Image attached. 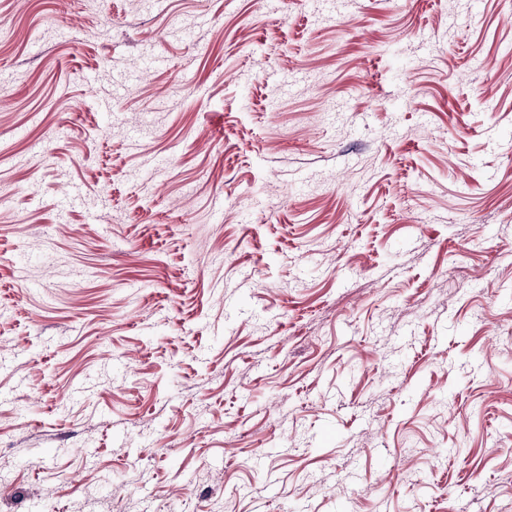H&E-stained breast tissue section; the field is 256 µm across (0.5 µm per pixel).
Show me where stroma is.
Masks as SVG:
<instances>
[{
	"label": "stroma",
	"instance_id": "stroma-1",
	"mask_svg": "<svg viewBox=\"0 0 512 512\" xmlns=\"http://www.w3.org/2000/svg\"><path fill=\"white\" fill-rule=\"evenodd\" d=\"M0 512H512V0H0Z\"/></svg>",
	"mask_w": 512,
	"mask_h": 512
}]
</instances>
